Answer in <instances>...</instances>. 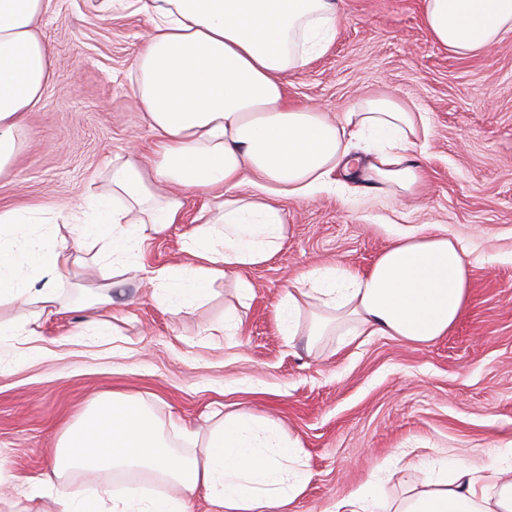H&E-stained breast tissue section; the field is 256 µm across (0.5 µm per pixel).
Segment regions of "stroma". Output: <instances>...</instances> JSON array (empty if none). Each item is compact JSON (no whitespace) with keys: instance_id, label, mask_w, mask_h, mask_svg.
I'll list each match as a JSON object with an SVG mask.
<instances>
[{"instance_id":"stroma-1","label":"stroma","mask_w":512,"mask_h":512,"mask_svg":"<svg viewBox=\"0 0 512 512\" xmlns=\"http://www.w3.org/2000/svg\"><path fill=\"white\" fill-rule=\"evenodd\" d=\"M95 0H50L38 26L55 79L27 116L25 146L0 206L78 204L105 185L104 164L130 147L149 153L153 134L126 72L144 46L143 16L100 20ZM423 0H342L336 41L305 70L285 77L290 103L339 118L360 99L394 95L426 112L430 134L415 155L423 193L397 201L327 185L286 203L288 238L248 272L239 301L229 284L194 314L161 310L137 281L112 311L121 334L99 346L68 343L80 314L40 321L42 358L0 373V458L14 485L37 478L64 430L96 395L121 391L146 403L174 450L181 426L207 429L212 411L248 409L278 419L300 442L313 474L293 512H324L402 451L467 457L512 440V34L475 57L436 45ZM202 207L155 237L150 267L181 262L182 235ZM439 224L462 239L472 261V302L447 336L420 347L374 336L319 353L278 336L274 304L302 271L328 263L369 268L396 228ZM242 317L239 335L214 325L225 307Z\"/></svg>"}]
</instances>
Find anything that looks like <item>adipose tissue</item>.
<instances>
[{"label": "adipose tissue", "mask_w": 512, "mask_h": 512, "mask_svg": "<svg viewBox=\"0 0 512 512\" xmlns=\"http://www.w3.org/2000/svg\"><path fill=\"white\" fill-rule=\"evenodd\" d=\"M45 0H0V177L21 151L26 117L54 75L35 25ZM101 18L146 17L151 33L126 77L155 137L152 157H115L102 192L52 209L0 207V305L20 303L27 319L0 321V372L30 363L43 316L71 312L61 286L75 269L105 266L111 280L82 300L77 344L113 335L112 290L137 274L155 303L183 316L220 281L239 300L246 273L269 262L288 238L283 200L320 191L340 172L368 192L412 196L426 180L411 160L429 121L388 95L357 103L336 119L289 104L285 76L301 72L335 42L336 0H97ZM424 24L455 56L475 55L512 32V0H424ZM250 187L241 195V187ZM205 197L203 223L183 236L181 263L145 269L150 240L181 223L188 196ZM471 302V262L459 238L437 224L395 231L363 272L333 264L293 280L274 305L285 343L305 337L314 351L328 329L338 348L388 336L425 345L445 336ZM298 439L271 417L224 415L202 456L170 449L135 397L112 392L66 430L48 471L30 482L54 490L61 512H187L204 495L218 512H290L312 475L296 466ZM146 471L169 487L160 498L72 490L71 472ZM383 467L333 500L325 512H512V448H482L472 459H434L421 484L387 497Z\"/></svg>", "instance_id": "ef3b65f1"}]
</instances>
